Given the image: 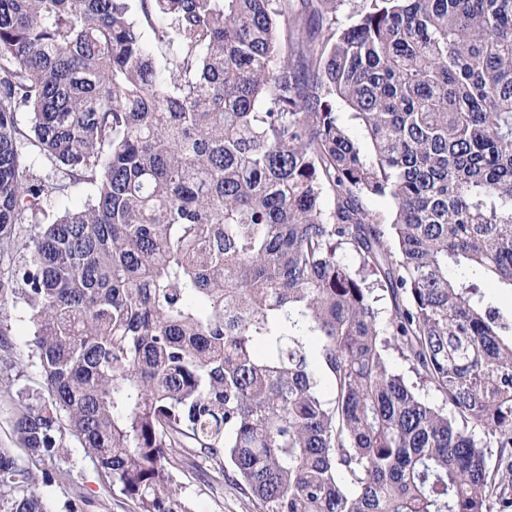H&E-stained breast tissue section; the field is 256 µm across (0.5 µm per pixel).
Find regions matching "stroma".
Here are the masks:
<instances>
[{
  "instance_id": "obj_1",
  "label": "stroma",
  "mask_w": 512,
  "mask_h": 512,
  "mask_svg": "<svg viewBox=\"0 0 512 512\" xmlns=\"http://www.w3.org/2000/svg\"><path fill=\"white\" fill-rule=\"evenodd\" d=\"M35 327L21 294L0 298V446L11 449L22 465L36 474L69 470L70 477L49 485H39L40 494L52 512H65L76 493L92 502L87 512H135L134 505L121 494L99 496L102 479L92 461L72 436H65L64 455L41 461L29 460L12 430V419L23 396L45 394L46 385L29 342ZM173 474L189 512H258L256 503L228 480L214 478L211 472L177 467Z\"/></svg>"
}]
</instances>
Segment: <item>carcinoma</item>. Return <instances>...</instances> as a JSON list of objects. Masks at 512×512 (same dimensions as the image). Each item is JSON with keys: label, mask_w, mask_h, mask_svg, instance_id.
Wrapping results in <instances>:
<instances>
[{"label": "carcinoma", "mask_w": 512, "mask_h": 512, "mask_svg": "<svg viewBox=\"0 0 512 512\" xmlns=\"http://www.w3.org/2000/svg\"><path fill=\"white\" fill-rule=\"evenodd\" d=\"M344 2L0 0V259L28 254L0 297L23 294L47 390L13 419L30 459L66 430L137 512H188L172 468L202 462L260 512L512 508V312L485 293L512 288V0L342 24ZM35 485L0 448V512H51ZM92 189L86 186L73 187L67 199L50 198L45 204V210L50 218L62 215L66 205H81L86 203L92 195Z\"/></svg>", "instance_id": "cac0c4a2"}]
</instances>
